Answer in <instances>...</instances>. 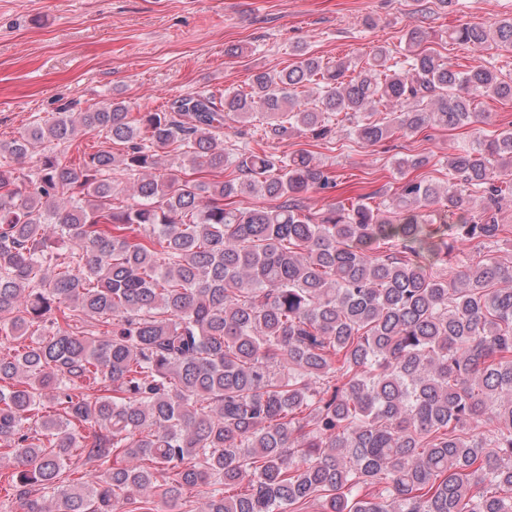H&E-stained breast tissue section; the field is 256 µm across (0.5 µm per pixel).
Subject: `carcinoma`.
<instances>
[{"mask_svg": "<svg viewBox=\"0 0 512 512\" xmlns=\"http://www.w3.org/2000/svg\"><path fill=\"white\" fill-rule=\"evenodd\" d=\"M448 37L511 51L512 15ZM428 38L356 65L296 46L246 90L135 118L114 98L0 143L33 160L0 164V334L17 341L0 344V459L20 512H157L145 494L163 512H512V258L493 256L512 240V129L448 154L445 186L416 154L389 201L317 212L305 199L337 178L312 151H224L229 120L373 147L512 102L511 76ZM79 130L122 153L62 159Z\"/></svg>", "mask_w": 512, "mask_h": 512, "instance_id": "cac0c4a2", "label": "carcinoma"}]
</instances>
